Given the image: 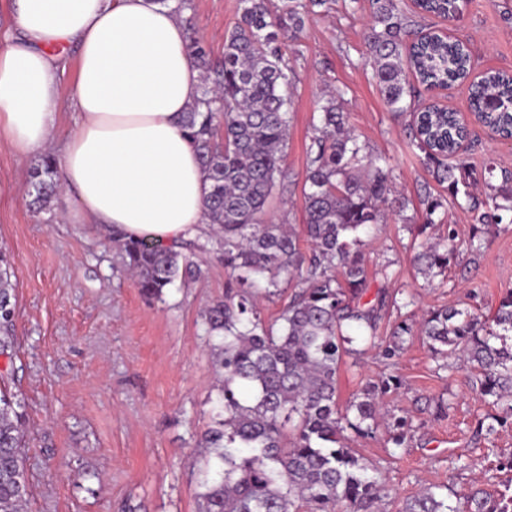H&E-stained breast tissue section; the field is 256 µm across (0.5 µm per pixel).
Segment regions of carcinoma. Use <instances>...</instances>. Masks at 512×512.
<instances>
[{"instance_id": "obj_1", "label": "carcinoma", "mask_w": 512, "mask_h": 512, "mask_svg": "<svg viewBox=\"0 0 512 512\" xmlns=\"http://www.w3.org/2000/svg\"><path fill=\"white\" fill-rule=\"evenodd\" d=\"M333 0H241V12L224 34V56L212 60L209 46L190 38L200 71L201 95L186 112L184 130L192 139L209 184L205 207L213 232L205 241L159 249L146 240H118L125 266L143 297L159 300L181 277L200 273L198 254L214 252L230 285L224 298L204 312L218 397L211 425L198 441L206 471L199 512H374L384 490L349 446V434L367 438L382 419L380 396L398 388V377L381 373L349 401L337 402L336 375L344 358L358 362L371 351L386 367L403 350L404 337H424L429 350L447 359L458 355L478 371L472 381L480 400L499 413L479 422L476 436L496 432L512 420V289L492 316L467 309H436L406 316L389 340L377 336L383 314L414 305L385 291L368 292L364 248L391 215L419 237L436 224L444 236L422 244L414 260L426 279L448 277L456 259V230L445 223L451 206L464 198L472 214L471 251L481 233L512 214V174L492 184L487 168L485 197L470 191L466 162L458 157L460 118L453 110L425 109L409 124L422 163L449 199L426 195L421 222L407 217V201L394 190L390 169L365 159L334 94L325 99L307 147L303 172L301 233L276 224L267 204L280 181L293 115L294 71L283 39L294 38L306 20L327 12ZM463 0H417L424 13L453 19ZM367 42L373 79L394 112L407 109L417 86L448 87L468 78L471 56L460 40L424 38L414 29L402 0H370ZM468 107L483 124L512 137V73L490 71L470 86ZM59 188L55 158L46 154L31 174L29 195L37 211L47 209ZM12 258L0 250V354L12 345L16 307L12 302ZM297 280L279 317L262 318L261 297L272 298ZM24 405L0 388V512H23L28 495ZM395 447L405 445L411 423L391 416ZM402 512H512V483L501 490L478 489L457 506L432 487L408 499Z\"/></svg>"}]
</instances>
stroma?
<instances>
[{"label": "stroma", "instance_id": "35a3bbf8", "mask_svg": "<svg viewBox=\"0 0 512 512\" xmlns=\"http://www.w3.org/2000/svg\"><path fill=\"white\" fill-rule=\"evenodd\" d=\"M404 2L420 30L445 29L467 42L476 69L512 72V0H470L455 21L418 15L413 0ZM239 8V0H193L185 14L215 58L224 55V33ZM368 21L369 0H335L284 45L296 89L285 152L290 177L269 204L278 222H303L310 125L332 93L339 94L365 153L385 160L410 202L424 190L441 191L410 144L409 115L391 112L372 78ZM470 130L463 155L473 171L491 162L512 172V140L476 122ZM37 163L0 148V247L13 257L17 309L12 354L0 356V384L26 402L24 512H198L204 460L197 444L216 397L203 312L224 296V265L204 256L200 276L177 280L162 300L145 299L109 238L93 225L64 219L62 195L46 212L29 209ZM447 220L458 244L447 279L429 282L418 274L411 235L391 222L365 249L370 292L413 294L419 314L444 306L492 314L512 288V224L490 227L473 252L468 210L451 208ZM381 372L369 354L358 365L341 366L340 403ZM392 372L401 387L382 402L411 421L405 446L395 447L383 426L352 443L382 476L380 512H401L424 487L462 497L512 480L511 471L498 467L499 458L512 456V426L486 439L473 435L487 409L472 388L470 365L458 360L453 371L441 370L423 338L409 336ZM441 397L450 402L443 416L434 409Z\"/></svg>", "mask_w": 512, "mask_h": 512}]
</instances>
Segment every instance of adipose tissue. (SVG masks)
<instances>
[{
    "instance_id": "obj_1",
    "label": "adipose tissue",
    "mask_w": 512,
    "mask_h": 512,
    "mask_svg": "<svg viewBox=\"0 0 512 512\" xmlns=\"http://www.w3.org/2000/svg\"><path fill=\"white\" fill-rule=\"evenodd\" d=\"M0 31V147L57 144L73 224L166 248L207 237L208 185L184 115L200 96L189 35L158 0H12ZM76 59L75 90L59 86ZM77 120L56 137L60 105Z\"/></svg>"
}]
</instances>
